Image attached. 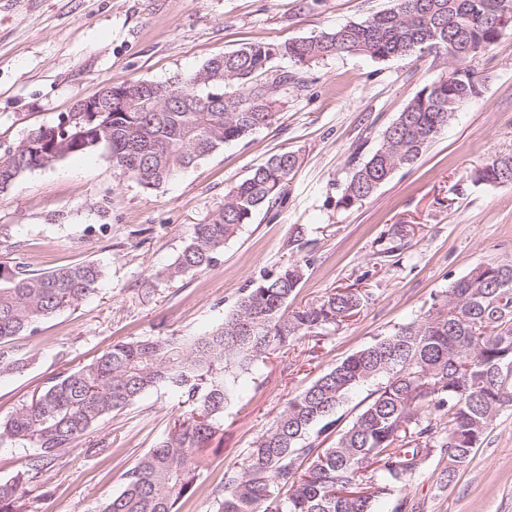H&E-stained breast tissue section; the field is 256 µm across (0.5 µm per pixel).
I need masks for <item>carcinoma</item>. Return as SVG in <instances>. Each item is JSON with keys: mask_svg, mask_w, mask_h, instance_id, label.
Here are the masks:
<instances>
[{"mask_svg": "<svg viewBox=\"0 0 512 512\" xmlns=\"http://www.w3.org/2000/svg\"><path fill=\"white\" fill-rule=\"evenodd\" d=\"M361 22L318 37L284 43L252 42L208 60L185 78L163 84L161 111L114 112L90 137L91 127L57 122L29 131L0 153V192L22 176L70 155L107 152L119 176L156 189L220 146L273 126L276 102L305 82L297 67L336 55L386 61L414 55L461 54L467 65L423 86L381 134L368 157L354 165L340 203L361 202L394 173L412 166L481 84L469 62L512 27V0H390ZM235 91L228 92V85ZM293 152L272 155L224 195L206 224L192 226L167 278L202 271L224 244L263 208L282 203L298 167ZM477 182L512 185V153L473 172ZM103 270L92 262L43 273L0 275V368L25 362L6 343L31 335L57 312L95 294ZM305 266L289 264L249 281L235 309L209 332L189 339L150 336L119 342L91 363L61 373L30 402L0 421V442H30L25 467L0 480V512H21L22 494L40 484L58 460L105 417L145 392L167 386L189 406L173 427L127 470L123 489L101 512H178L207 467L200 452L222 430L231 378L302 339L320 343L359 313L367 295L334 289L324 299L291 310ZM512 261L476 264L421 319L343 359L291 398L271 426L214 491L217 512H272L281 491L285 512H371L373 501L398 497L405 481L435 450L447 457L445 478L467 465L500 408L512 405ZM384 382L353 422L325 448L308 441L336 426L337 408L357 386Z\"/></svg>", "mask_w": 512, "mask_h": 512, "instance_id": "carcinoma-1", "label": "carcinoma"}]
</instances>
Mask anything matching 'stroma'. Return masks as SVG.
Masks as SVG:
<instances>
[{
    "mask_svg": "<svg viewBox=\"0 0 512 512\" xmlns=\"http://www.w3.org/2000/svg\"><path fill=\"white\" fill-rule=\"evenodd\" d=\"M389 0H0V151L54 124L76 100L109 84L168 82L215 55L256 41L283 42L360 22ZM478 96L456 111L430 148L368 199L340 198L358 147L380 134L446 66L431 57L378 62L337 55L304 68L305 88L281 97L278 122L221 146L160 188L119 177L105 152L27 172L0 193V269L39 273L95 262L97 292L9 343L26 368L0 372V419L49 379L84 366L119 341L202 334L260 274L299 262L306 275L290 308L336 288L368 302L320 342L239 374L207 468L179 512H216L213 491L288 400L321 373L400 325L420 319L435 296L480 262L512 261V186L476 183L475 168L512 153V30L471 63ZM299 166L282 205L258 211L217 262L168 279L191 225L212 219L231 185L271 155ZM303 228L308 245L290 244ZM185 410L164 387L112 413L49 466L24 498L25 512H100L124 474ZM106 449L89 453L90 442ZM433 455L406 481L413 512H512V407H504L453 482Z\"/></svg>",
    "mask_w": 512,
    "mask_h": 512,
    "instance_id": "stroma-1",
    "label": "stroma"
}]
</instances>
